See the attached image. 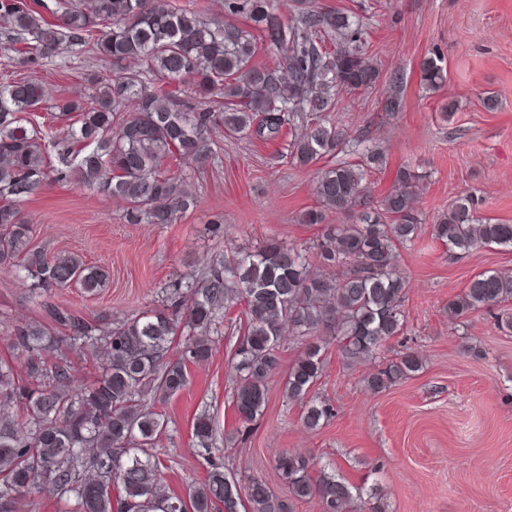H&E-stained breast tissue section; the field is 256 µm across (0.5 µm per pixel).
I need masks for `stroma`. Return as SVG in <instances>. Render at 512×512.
Segmentation results:
<instances>
[{
    "mask_svg": "<svg viewBox=\"0 0 512 512\" xmlns=\"http://www.w3.org/2000/svg\"><path fill=\"white\" fill-rule=\"evenodd\" d=\"M308 2L355 12L367 27L369 58L381 77L367 91L341 96L330 118L349 133L367 131L384 151L383 169L370 177L373 200L389 191L402 165L425 177L415 199L421 232L399 250L406 331L392 344L418 352L423 367L374 393L364 385L372 364H345L328 345L314 390L332 404L334 417L317 431L305 429L304 404L284 396L278 375L263 415L243 436L231 399L236 315L228 313L211 335L210 359L189 365L186 387L154 405L166 423L152 449L163 463L161 482L183 494L224 465L239 485L258 476L282 493L275 459L301 452L333 464L364 494H377L384 512H512V331L501 329L497 311L452 323L446 309L474 275L512 273V249L452 253L432 236L434 218L467 194L479 216L512 224V0ZM435 53L448 75L433 92L420 84V64ZM396 68L406 85L399 112L390 115L380 102L389 91L385 76ZM8 73L36 79L48 108L88 93L85 74L111 79L118 71L84 53H73L63 67L25 64L0 49V76ZM488 91L497 97L492 110L483 104ZM287 143L284 135L225 137L219 161L190 185L196 208L173 224H129L119 200L73 181L44 183L20 204L34 245L50 256L78 255L110 274L99 292L61 290L52 302L92 320L131 317L152 307L180 275L204 272L216 254L248 251L273 237L311 246L316 228L302 216L316 204L318 169L292 163ZM40 314L21 279L0 268V359L11 355L13 323ZM202 414L216 425L209 453L192 438Z\"/></svg>",
    "mask_w": 512,
    "mask_h": 512,
    "instance_id": "1",
    "label": "stroma"
}]
</instances>
